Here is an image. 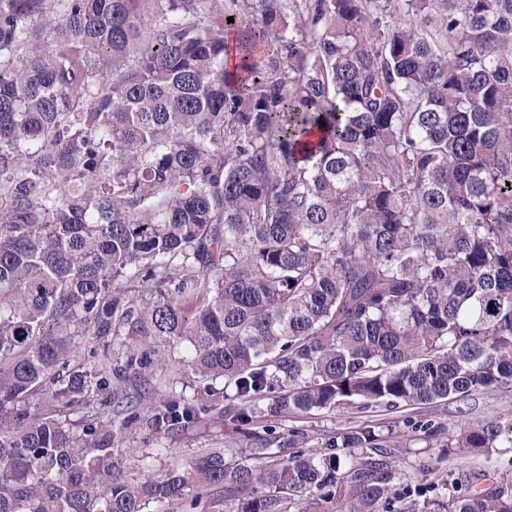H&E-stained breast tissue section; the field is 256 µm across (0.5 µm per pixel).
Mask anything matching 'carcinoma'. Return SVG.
I'll return each instance as SVG.
<instances>
[{
  "instance_id": "obj_1",
  "label": "carcinoma",
  "mask_w": 512,
  "mask_h": 512,
  "mask_svg": "<svg viewBox=\"0 0 512 512\" xmlns=\"http://www.w3.org/2000/svg\"><path fill=\"white\" fill-rule=\"evenodd\" d=\"M231 5L0 0V512H512L369 416L284 427L512 388V0ZM183 342L210 383L112 420ZM214 412L245 452L121 471ZM419 430L488 458L512 410ZM425 444L413 442L410 448H401L403 469L407 474L421 472L423 468L434 467L437 451L434 448H422Z\"/></svg>"
}]
</instances>
